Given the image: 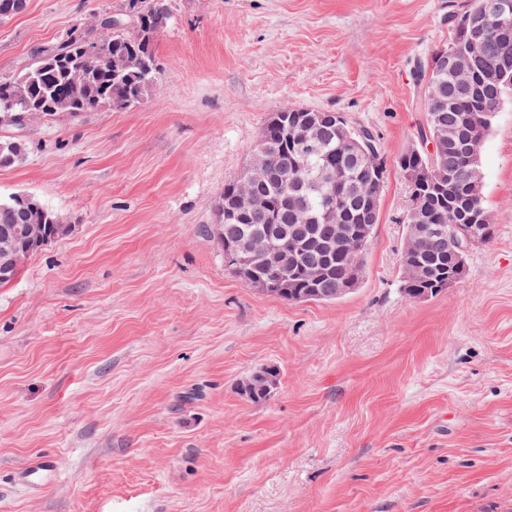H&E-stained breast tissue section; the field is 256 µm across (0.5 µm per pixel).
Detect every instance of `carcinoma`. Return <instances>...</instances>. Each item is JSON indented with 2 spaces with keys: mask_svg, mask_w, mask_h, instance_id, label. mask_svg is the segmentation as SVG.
<instances>
[{
  "mask_svg": "<svg viewBox=\"0 0 512 512\" xmlns=\"http://www.w3.org/2000/svg\"><path fill=\"white\" fill-rule=\"evenodd\" d=\"M487 2L471 0L466 10L449 15L452 38L420 67L419 80L433 97L422 99L426 125L418 131V139L441 137L447 148L430 155L413 147L399 159L402 165L420 156L426 174L424 186L409 188V206L402 217L408 230L415 224V214L427 217L423 251L412 253L404 246L400 253V290L410 299L432 297L448 279L457 283L465 278L466 263L457 260L450 241L451 225L468 224L475 215L484 224L478 233L482 241L491 240L495 232L483 183L474 182L469 156L473 149L481 155L495 113L512 94V85H491L475 102L454 70L439 69L441 57L451 54L477 55L479 72L487 77L505 64L512 66V14L498 36L477 49L471 46L468 20ZM24 7L25 0H0V20L12 18ZM170 16L171 0H124L118 12L105 13L91 27L74 29L55 44L37 49L27 67L0 75V124L12 126V116L18 113L45 119L64 112L70 116L98 109L121 112L140 104L160 79L156 41ZM318 115L317 110L290 106L270 114L258 144L267 146L272 176L254 181V191L267 200V210L233 215L214 225V234L224 233L228 247L245 243L253 232L274 235L287 230L280 243L294 262L280 268V298L288 302L337 300L343 297L340 288L347 281L361 283L372 238L364 229L366 202H381L385 183L386 170L372 131L355 129L335 113L348 136L362 146L355 150L333 127L318 123ZM300 120L312 124L308 136L317 146L311 152L303 151L298 142ZM25 154L20 138H0V167L23 161ZM331 179L342 205L330 213L324 190ZM66 222L61 213L24 194L0 199V225L41 224L50 241L59 235L56 225ZM308 267L320 268L316 280L307 278ZM228 270L251 283L267 270V258L256 255ZM239 389L252 401L268 398L248 377L240 380Z\"/></svg>",
  "mask_w": 512,
  "mask_h": 512,
  "instance_id": "carcinoma-1",
  "label": "carcinoma"
}]
</instances>
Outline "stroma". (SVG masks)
<instances>
[{"label":"stroma","instance_id":"1","mask_svg":"<svg viewBox=\"0 0 512 512\" xmlns=\"http://www.w3.org/2000/svg\"><path fill=\"white\" fill-rule=\"evenodd\" d=\"M468 0H172L143 104L22 133L0 198L66 229L0 288V512H512V96L481 149L494 238L398 288L415 70ZM121 0H26L0 74ZM284 106L372 129L387 167L359 288L288 302L234 276L225 181ZM275 365L254 402L238 382ZM52 481L15 484L38 455Z\"/></svg>","mask_w":512,"mask_h":512}]
</instances>
